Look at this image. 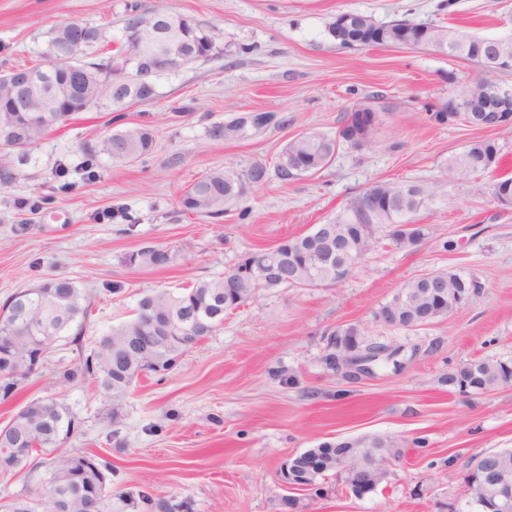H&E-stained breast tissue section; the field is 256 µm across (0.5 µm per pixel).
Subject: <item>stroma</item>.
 <instances>
[{"label":"stroma","instance_id":"1","mask_svg":"<svg viewBox=\"0 0 512 512\" xmlns=\"http://www.w3.org/2000/svg\"><path fill=\"white\" fill-rule=\"evenodd\" d=\"M127 0H0V64L40 61L49 30L80 20L118 38ZM143 10L191 16L213 26L219 55L169 72L148 104L125 109L121 126L144 125L155 138L136 162L84 169L82 143L110 134L109 114H75L31 148L25 162L0 152V303L46 278L72 279L91 299L79 345L64 339L51 366L0 403V426L36 400H56L82 420L67 448L112 462L113 487L189 502L192 512H278L279 470L292 455L330 438L395 434L405 456L375 493L358 499L330 480L309 512H438L465 508L463 481L476 452L512 448V387L464 397L441 376L483 356L512 361V208L501 207L495 175L457 185L445 162L479 137L456 122L431 123L425 103L460 98L479 69L429 50L339 47L328 33L337 14L388 23L457 26L483 38L512 36V0H139ZM378 96L370 140L341 144L316 175L285 182L273 170L292 137L335 134L354 103ZM246 112H274L287 123L247 138L217 141L212 126ZM265 161L266 183L249 187L224 217L184 211L182 190L215 167ZM442 183L445 195L421 211L428 236L416 247L382 242L332 288L260 293L227 315L163 378L136 385L117 428L93 383L65 381L83 349L130 319L137 300L224 274L244 252L272 247L324 223L351 196L378 181ZM68 192H61L62 184ZM125 209L134 225L109 219ZM145 244L173 250L158 268L125 265ZM453 269L478 291L449 318L418 330L391 327L375 311L419 274ZM121 284L120 293L107 292ZM356 323L370 342L399 346L403 366L349 383L321 362L325 338ZM291 371L287 386L274 372Z\"/></svg>","mask_w":512,"mask_h":512}]
</instances>
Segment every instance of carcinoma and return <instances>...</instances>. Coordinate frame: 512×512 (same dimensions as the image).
I'll return each mask as SVG.
<instances>
[{
	"label": "carcinoma",
	"instance_id": "obj_1",
	"mask_svg": "<svg viewBox=\"0 0 512 512\" xmlns=\"http://www.w3.org/2000/svg\"><path fill=\"white\" fill-rule=\"evenodd\" d=\"M128 26L121 28V37L116 45L108 46L101 28H96L98 39L79 52V56L91 65H100L112 72V78L120 81L125 77L124 64L130 44L127 42ZM68 30L63 25L53 28L44 53L45 63L34 65H10L0 70V151L26 154L47 132L65 123L75 112L83 111V94L101 96L104 90H77V96L58 111L54 98L45 100L44 112H18L20 97L15 94V81L28 72L41 78L44 90L48 91L70 82V75L57 63V51L67 43ZM489 39L469 32L428 23L423 25L408 19L394 20L385 26L383 36L370 39L360 32L356 45L400 44L408 49L428 48L453 58H462L475 63L486 71L491 55L487 48ZM182 64L188 65L207 60L220 52L216 35L211 26L196 22L184 31L179 47ZM486 80H479L470 87L462 99L457 119L473 127L475 116L487 105ZM285 119L275 113L258 124H246L237 118L224 125H216L211 136L217 140H236L250 132H258L270 126H279ZM23 126L26 143L12 138L11 129ZM346 126H341L335 135L312 131L287 142L279 155L276 170L279 178L292 182L303 174L288 168V157L297 155L306 161L313 173L324 170L332 162L342 141ZM123 142L125 152L115 155L114 140ZM153 148V135L145 127L127 128L112 133L95 143L82 144L84 169L88 176H95V169L102 158L116 164L133 162L149 153ZM500 149L491 139H477L463 150L448 157V169L457 179L469 180L476 174L493 172L499 167ZM268 179V167L255 161L242 170L230 167L214 168L189 185L181 195V205L193 214L209 219L224 216L226 206L237 201L247 186L259 185ZM373 192L381 198L364 224H354L350 213L359 210L364 192ZM440 194L439 186L408 181H378L352 197L336 214L329 218L336 237L347 239L354 249L366 257L380 242L378 227L394 224H413L415 216L430 208ZM319 225L309 231L289 238L294 252L301 256V267L297 280L259 283L249 275H239L242 269L250 268L256 257L274 252L272 248H255L246 252L233 269L222 277L201 280L177 292L159 290L139 298L134 317L103 336L87 353H80L79 362L63 371L68 382L91 380L101 397L110 402L103 419L114 426L120 422L127 400L133 395L138 380L154 371L148 369L150 361H158L166 371L177 363L206 337L224 326V315L247 304L261 292L281 288H320L336 282V268L344 265L347 254L339 253L332 259V269L310 266L308 256L316 251L314 238ZM164 254L166 263H171L170 249L160 245L145 244L129 252L125 263L135 268H155L157 257ZM448 290V296L469 295L476 284L451 269L433 271ZM409 295V307L402 313L403 327L410 326L418 313L431 304L428 289L414 278L402 285ZM90 314V303L74 281L54 276L41 283L36 291L11 294L0 306V400L7 401L30 379L31 354L35 351L50 353L54 344L63 336H73L78 341ZM477 393H490L501 387L512 386V362L493 357L476 359ZM11 441L8 456L0 457V474H12L22 470L33 473L43 463L37 460L40 454L54 453L69 438L78 433L81 419L61 403H45L43 413L26 416L18 411L6 424ZM406 440L398 435L375 434L350 440L346 444L316 446L312 452L319 457L322 474L308 488L312 499L327 495L326 479L336 474L333 459L340 455L346 458L348 476H361L378 486L387 482L393 463L404 455ZM492 470L505 469L512 472V448L486 451ZM114 469L112 463L98 455L77 450L53 457L43 476L50 485L49 500L43 502L30 496H15L6 502L9 512H89V506L98 503V512H152L155 497L146 491L115 492L112 490ZM491 475L483 482L468 486L471 503L492 499Z\"/></svg>",
	"mask_w": 512,
	"mask_h": 512
}]
</instances>
